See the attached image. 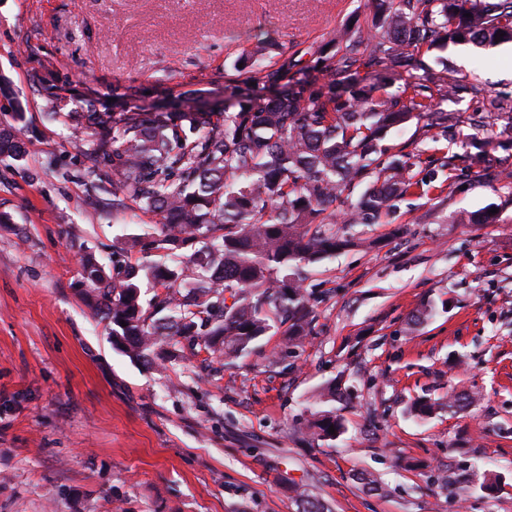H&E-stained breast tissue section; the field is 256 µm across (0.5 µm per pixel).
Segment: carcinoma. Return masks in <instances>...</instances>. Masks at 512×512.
Masks as SVG:
<instances>
[{
  "label": "carcinoma",
  "mask_w": 512,
  "mask_h": 512,
  "mask_svg": "<svg viewBox=\"0 0 512 512\" xmlns=\"http://www.w3.org/2000/svg\"><path fill=\"white\" fill-rule=\"evenodd\" d=\"M373 30L347 27L337 51L279 52L281 63L247 68L224 87L221 106L197 105L176 112H143L120 103L74 112L71 119L90 136L88 168L112 178V205L128 202L162 216L152 240L156 249H179L201 239L205 245L182 265L128 267L122 278L108 275L93 258L82 261V277L96 299V315L111 325L112 345L149 362L156 341L171 336L226 358L246 352L271 329L293 345L308 335L312 306L300 270L354 244L329 227L326 206L349 211L351 224H373L394 201L422 195L430 182L416 178L420 155L388 154L386 133L416 117L433 141L454 135L460 123L488 126L512 95L487 96L444 67L420 63L422 51L463 38L493 44L499 33L512 41V0H374ZM254 53L277 47L270 32L253 35ZM403 68L404 83L382 92L387 75ZM421 74H416L415 70ZM342 78L341 90L317 86L318 75ZM465 98L461 116L441 107ZM15 135L0 132V158L24 159ZM364 187L353 196L356 188ZM163 288L153 311L140 302L142 283ZM126 326H121V323ZM344 392L333 387L319 396V410L305 433L328 445L345 432L333 403ZM479 394L455 390L447 406L462 410ZM438 402L424 395L410 404L417 417L431 415ZM335 433H329V427ZM454 497L479 488L498 492L502 476L475 473L463 480L437 477ZM297 512H325L324 505L293 483Z\"/></svg>",
  "instance_id": "cac0c4a2"
}]
</instances>
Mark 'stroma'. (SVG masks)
<instances>
[{
    "label": "stroma",
    "instance_id": "35a3bbf8",
    "mask_svg": "<svg viewBox=\"0 0 512 512\" xmlns=\"http://www.w3.org/2000/svg\"><path fill=\"white\" fill-rule=\"evenodd\" d=\"M371 14L369 0H0V130L27 147L0 160V512H295L292 480L329 512H512V187L467 169L460 142L425 139L414 121L388 133L391 150L456 169L420 170L434 191L379 223L337 213L336 232L363 244L304 266L314 318L298 344L271 331L232 361L186 344L177 359L136 361L86 297L83 255L114 275L123 258L172 265L184 252L123 256L160 217L113 208L70 113L116 92L146 112L213 103L253 31L313 52ZM458 51L422 59L512 92L491 46H470L465 66ZM48 59L51 113L31 81ZM491 204L495 222L461 223ZM424 307L431 317L410 326ZM335 382L351 401L328 448L302 428ZM454 387L479 402L409 413L414 397ZM475 467L505 474L501 490L459 502L436 482ZM362 470L384 494L354 480Z\"/></svg>",
    "mask_w": 512,
    "mask_h": 512
}]
</instances>
